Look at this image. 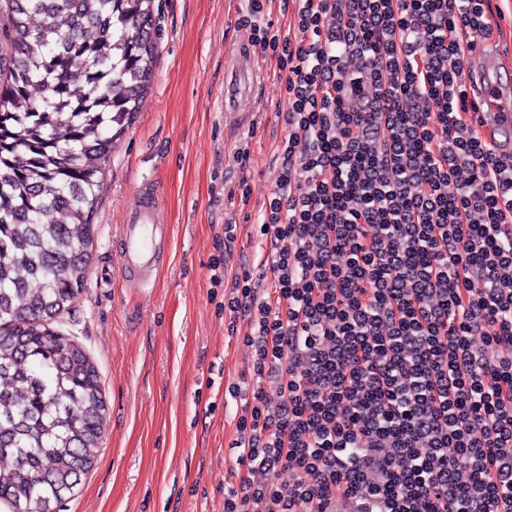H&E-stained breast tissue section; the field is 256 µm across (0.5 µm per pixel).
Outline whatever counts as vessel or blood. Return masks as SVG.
<instances>
[{
  "label": "vessel or blood",
  "mask_w": 512,
  "mask_h": 512,
  "mask_svg": "<svg viewBox=\"0 0 512 512\" xmlns=\"http://www.w3.org/2000/svg\"><path fill=\"white\" fill-rule=\"evenodd\" d=\"M512 70V63L491 54H484L476 68L479 77V110L474 126L486 135L500 155L512 156V108L502 85L503 73ZM252 73L248 67L247 52H240L235 79L224 94V109L237 108L242 84L250 83ZM164 197L156 184L142 185L133 193L128 204L121 230L122 247L117 256L119 271L126 285L147 288L160 266L168 236L159 214Z\"/></svg>",
  "instance_id": "1"
}]
</instances>
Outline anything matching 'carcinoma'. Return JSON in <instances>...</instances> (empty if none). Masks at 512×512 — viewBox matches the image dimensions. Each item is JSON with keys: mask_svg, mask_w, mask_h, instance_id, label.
Wrapping results in <instances>:
<instances>
[{"mask_svg": "<svg viewBox=\"0 0 512 512\" xmlns=\"http://www.w3.org/2000/svg\"><path fill=\"white\" fill-rule=\"evenodd\" d=\"M153 0H8L0 15V504L52 510L93 467L105 401L52 327L84 291L99 167L156 64Z\"/></svg>", "mask_w": 512, "mask_h": 512, "instance_id": "cac0c4a2", "label": "carcinoma"}]
</instances>
